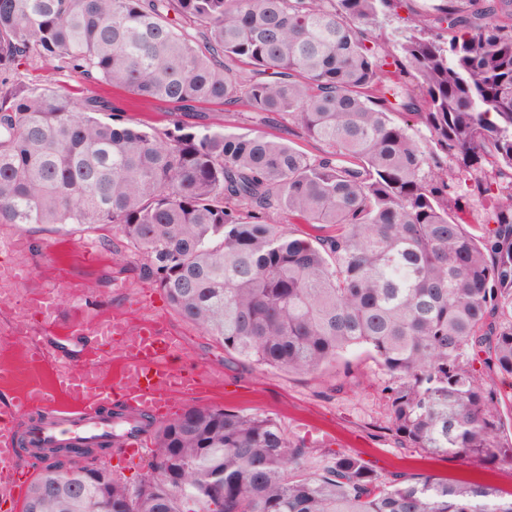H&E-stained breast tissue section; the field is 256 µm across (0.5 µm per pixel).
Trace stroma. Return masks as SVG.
<instances>
[{
	"mask_svg": "<svg viewBox=\"0 0 512 512\" xmlns=\"http://www.w3.org/2000/svg\"><path fill=\"white\" fill-rule=\"evenodd\" d=\"M435 0H406L397 13L380 16L379 39L395 45L415 23L418 14L429 12ZM26 248L29 271L22 284L26 290L51 292L59 305L58 327L31 323L20 327L7 305L0 303V366L9 372L0 381V411L14 395L36 385H52L51 364L65 359L81 364L96 345L93 334L68 338L59 334L87 305L106 315H119L138 323L150 316L160 319L165 330L181 339L183 361L210 373L208 385L192 400L194 406L219 405L243 413H261L277 420L288 435L315 449L312 467H321L328 454L356 455L375 469L382 481L399 474L428 473L457 481H478L512 492V465L485 467L455 457L427 456L405 447L388 428L381 388L385 374L371 361L362 360L346 388L333 389V377L312 379L264 369H245L224 360V349L199 327L185 321L168 303L163 292L138 271L140 259L127 252L112 228L89 229L81 224H26L0 226V253L12 245ZM124 252L123 261L113 259ZM69 270L56 279L54 264ZM42 346L47 362L31 360L26 351Z\"/></svg>",
	"mask_w": 512,
	"mask_h": 512,
	"instance_id": "obj_1",
	"label": "stroma"
}]
</instances>
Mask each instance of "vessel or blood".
<instances>
[{"instance_id":"vessel-or-blood-1","label":"vessel or blood","mask_w":512,"mask_h":512,"mask_svg":"<svg viewBox=\"0 0 512 512\" xmlns=\"http://www.w3.org/2000/svg\"><path fill=\"white\" fill-rule=\"evenodd\" d=\"M22 320L50 323L55 306L43 292L28 293L18 301ZM84 325L99 337L91 356L78 367L53 369L54 382L64 394L56 403L58 424L41 425L34 433L37 446L53 447L65 442L88 443L102 434L105 422L99 413L120 398L128 410L147 414L164 407H178L196 396L205 377L191 366L177 369L169 359L180 346L178 339L161 330L157 320L143 321L129 330L119 317L101 318L85 308ZM121 350L118 389L105 384V367L114 350ZM54 403L48 388L31 389L17 395L9 409L11 416L29 414ZM30 472L20 466L15 436L9 419L0 421V499L14 501L20 495Z\"/></svg>"}]
</instances>
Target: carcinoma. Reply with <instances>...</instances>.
Masks as SVG:
<instances>
[{
  "label": "carcinoma",
  "mask_w": 512,
  "mask_h": 512,
  "mask_svg": "<svg viewBox=\"0 0 512 512\" xmlns=\"http://www.w3.org/2000/svg\"><path fill=\"white\" fill-rule=\"evenodd\" d=\"M401 2L0 0V224L110 225L240 366L332 369L340 387L365 357L388 376L404 443L512 462V396L493 386L512 378V0H439L393 51L376 23ZM104 86L176 119L126 122ZM213 110L238 125L286 116L322 149L183 120ZM466 195L486 213L480 236L452 210ZM111 414L153 445L140 484L23 439L40 467L22 512H512L489 484L385 483L351 454L314 470L262 414Z\"/></svg>",
  "instance_id": "cac0c4a2"
}]
</instances>
